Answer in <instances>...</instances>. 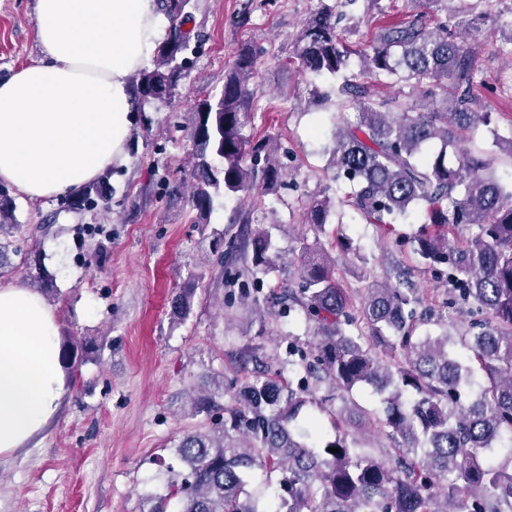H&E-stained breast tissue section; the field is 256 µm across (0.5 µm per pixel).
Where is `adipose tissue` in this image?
<instances>
[{
    "label": "adipose tissue",
    "instance_id": "adipose-tissue-1",
    "mask_svg": "<svg viewBox=\"0 0 512 512\" xmlns=\"http://www.w3.org/2000/svg\"><path fill=\"white\" fill-rule=\"evenodd\" d=\"M169 24L157 0H36L43 55L0 81V180L42 201L122 161L131 77ZM65 393L56 309L36 290L0 285V456L34 442Z\"/></svg>",
    "mask_w": 512,
    "mask_h": 512
}]
</instances>
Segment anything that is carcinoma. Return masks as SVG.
<instances>
[{
  "instance_id": "1",
  "label": "carcinoma",
  "mask_w": 512,
  "mask_h": 512,
  "mask_svg": "<svg viewBox=\"0 0 512 512\" xmlns=\"http://www.w3.org/2000/svg\"><path fill=\"white\" fill-rule=\"evenodd\" d=\"M355 0L323 4L295 39L294 57L317 77L336 76L355 51L337 32L335 16ZM445 0H425V10L397 26L368 33L360 79L338 89L342 109L356 122L336 124L329 148L331 180L342 184L350 206L383 233L418 210L423 222L397 241L424 268L447 277L438 305L408 282L396 265L397 284L363 274L350 290L336 277V259L318 241L302 243L290 287L260 298L311 323L305 347L288 344V367L260 365L242 378L214 376V387L191 396L187 415L202 416L175 446L185 465L166 470L168 493L151 512H512V466H491L487 456L512 447V181L494 168L491 152L461 146L463 131L489 126L495 113L477 112V68L464 35L499 20L479 4L430 18ZM170 19L157 64L138 73L135 95L154 108L175 100L184 54L195 38L190 0H159ZM255 52L242 47L224 77L220 94L195 106L191 138L194 164L191 204L204 216L217 195L246 196L257 184L278 182L273 162L258 168L266 146L247 133L255 112L248 81ZM451 80L452 85L444 84ZM401 84L395 97L375 85ZM105 180L89 183L73 209L81 212L103 196ZM332 209L327 198L311 208L308 223L320 231ZM19 227L9 194L0 190V269L8 240ZM280 259L266 229L248 236L242 273L257 280ZM197 283L176 289L171 315H190ZM467 313V329L446 330V310ZM443 325L434 335L420 328ZM332 392L320 394L323 386ZM367 385L382 407L351 398ZM349 400L344 410L328 407ZM332 431L322 435L319 415ZM380 444L368 451L360 430ZM339 452H333V449Z\"/></svg>"
}]
</instances>
